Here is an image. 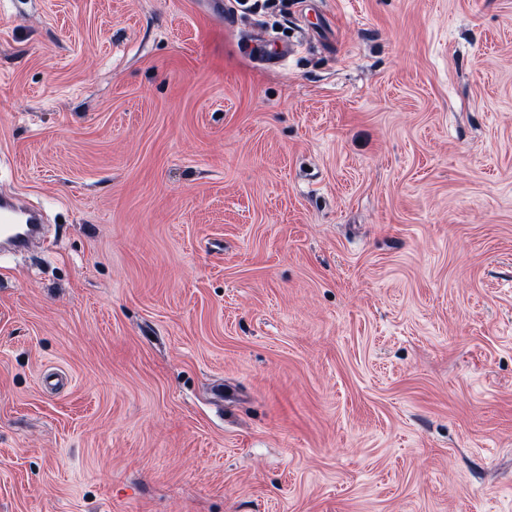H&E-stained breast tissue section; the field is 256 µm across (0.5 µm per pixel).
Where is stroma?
I'll use <instances>...</instances> for the list:
<instances>
[{
    "instance_id": "stroma-1",
    "label": "stroma",
    "mask_w": 512,
    "mask_h": 512,
    "mask_svg": "<svg viewBox=\"0 0 512 512\" xmlns=\"http://www.w3.org/2000/svg\"><path fill=\"white\" fill-rule=\"evenodd\" d=\"M0 187V512H512V0H0ZM42 213L23 199L0 196V249L15 251L23 249L41 232Z\"/></svg>"
}]
</instances>
